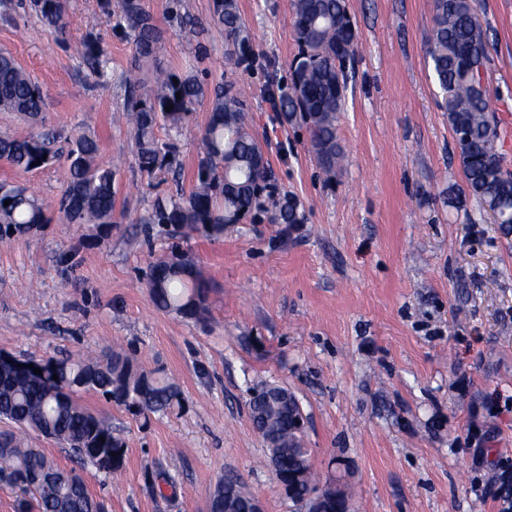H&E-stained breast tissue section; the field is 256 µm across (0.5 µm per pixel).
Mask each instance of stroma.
I'll return each instance as SVG.
<instances>
[{
    "mask_svg": "<svg viewBox=\"0 0 512 512\" xmlns=\"http://www.w3.org/2000/svg\"><path fill=\"white\" fill-rule=\"evenodd\" d=\"M144 4L165 67L251 87L248 124L278 192L299 199L306 221L288 232L262 213L220 238L194 235L184 248L209 280L205 320L157 308L146 279L172 239L139 218L157 194L190 190L207 106L184 132L155 129L175 142L179 173L143 174L123 111L133 52L98 22V0H69L65 41L26 10L0 14V50L47 100L42 125L0 112V133L48 134L59 155L28 173L0 160V181L58 200L67 141L85 131L116 169L122 215L91 247L81 244L88 228L56 220L0 243V352L42 359L122 350L167 375L183 397L181 408L144 418L81 396L128 444L120 471L83 470L90 492L105 512H207L214 486L232 477L265 512H297L249 415L250 388L269 382L298 398L311 464L347 485L352 512H498L473 448L485 439L490 465L512 466V235L473 200L448 204L464 178L427 64L433 0H346L360 41L338 120L344 160L332 174L320 169L307 131L276 122L263 95L268 73L285 77L297 50L290 0H238L254 56L231 74L213 0ZM478 10L489 105L509 132L502 153L512 172V0H479ZM93 20L111 59L105 84L71 47ZM72 248L77 264L62 272L57 256ZM157 470L174 475L175 488L152 491L147 474Z\"/></svg>",
    "mask_w": 512,
    "mask_h": 512,
    "instance_id": "stroma-1",
    "label": "stroma"
}]
</instances>
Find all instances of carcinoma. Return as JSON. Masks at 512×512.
Returning a JSON list of instances; mask_svg holds the SVG:
<instances>
[{
	"label": "carcinoma",
	"instance_id": "cac0c4a2",
	"mask_svg": "<svg viewBox=\"0 0 512 512\" xmlns=\"http://www.w3.org/2000/svg\"><path fill=\"white\" fill-rule=\"evenodd\" d=\"M30 10L48 28L65 33L67 0H0V9ZM101 17L117 18V28L130 39L133 73L125 76L124 111L134 119L136 161L151 177L173 169L175 145L156 137L163 121L182 130L185 118L202 104L210 109L202 135V157L194 184L187 193L157 197L142 224H157L185 237L202 234L219 238L234 227L239 214L260 211L258 183L269 194V161L263 146L246 123L244 87L227 81L211 85L194 75H177L156 63L159 35L153 16L141 0H99ZM294 39L298 52L289 63V80L277 84L274 111L282 124L302 125L319 164L333 173L342 158L337 122L348 91L346 62L353 59L359 34L345 0H291ZM212 23L224 28L227 64L239 67L251 54L252 37L243 23L238 0H214ZM428 65L439 89V107L448 113L465 188L463 197L483 208L497 209L504 234L512 232V174L490 160L494 143L502 139L491 113L485 84L486 33L479 20L477 0H434ZM78 56L99 80L109 75L110 58L93 30L75 46ZM172 107L166 111V107ZM46 98L42 88L7 52H0V111L17 112L37 124L43 119ZM99 145L86 132L71 139L67 154L68 179L59 201V221L88 224L92 233L84 244L101 243L112 233L115 219L116 173L97 161ZM0 159L14 170L30 172L55 164L47 138L0 135ZM9 205H4V202ZM52 204L25 187L0 181V242L43 230ZM272 224H302L305 214L293 195L273 203ZM154 304L182 318L203 320L208 312V281L197 264L174 265L161 258L148 276ZM39 368L42 374L34 373ZM58 379H53V376ZM95 393L110 403L139 414L165 413L182 406L178 388L157 371L146 370L117 352L97 358L48 357L36 360L10 354L0 360V418L23 430H32L65 445L76 462L107 475L123 468L127 444L112 425L79 402L83 393ZM250 417L264 409L258 422L263 441L275 442L279 461L277 482L288 489V475L302 478L292 498L304 500L320 484L313 472L309 449L288 422V408L261 404L253 396ZM0 480L21 490L26 509L36 512H104L103 503L88 490L75 470L60 468L42 448H26L12 434L0 435Z\"/></svg>",
	"mask_w": 512,
	"mask_h": 512
}]
</instances>
